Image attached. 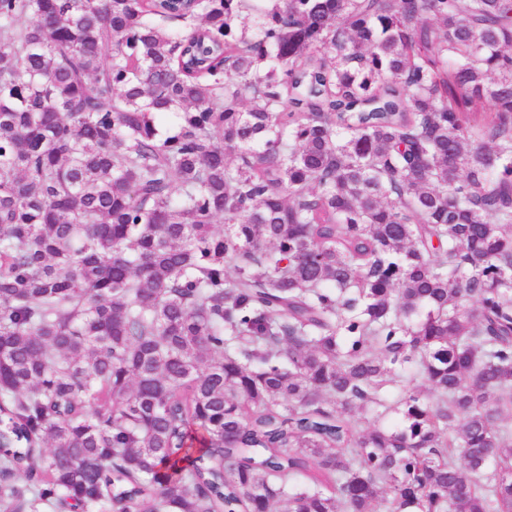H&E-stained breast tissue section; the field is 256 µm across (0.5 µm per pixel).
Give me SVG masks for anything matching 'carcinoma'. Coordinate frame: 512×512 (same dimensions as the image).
Wrapping results in <instances>:
<instances>
[{
	"mask_svg": "<svg viewBox=\"0 0 512 512\" xmlns=\"http://www.w3.org/2000/svg\"><path fill=\"white\" fill-rule=\"evenodd\" d=\"M511 417L512 0H0V512H512Z\"/></svg>",
	"mask_w": 512,
	"mask_h": 512,
	"instance_id": "obj_1",
	"label": "carcinoma"
}]
</instances>
